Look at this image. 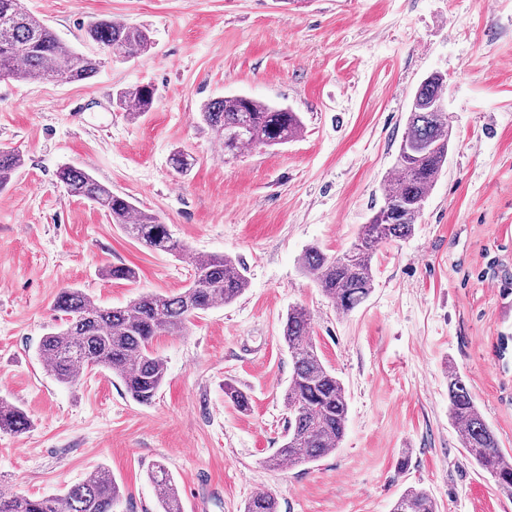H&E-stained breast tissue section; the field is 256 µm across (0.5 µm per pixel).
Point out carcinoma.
I'll list each match as a JSON object with an SVG mask.
<instances>
[{"instance_id": "cac0c4a2", "label": "carcinoma", "mask_w": 512, "mask_h": 512, "mask_svg": "<svg viewBox=\"0 0 512 512\" xmlns=\"http://www.w3.org/2000/svg\"><path fill=\"white\" fill-rule=\"evenodd\" d=\"M84 35L116 59L143 54L153 44L148 29L112 19L89 22ZM101 67L102 58L63 41L42 19L23 9L20 0H0V78L73 83L93 78ZM445 86L444 75L435 72L414 93L394 165L383 185L387 208L373 214L344 252L327 254L313 246L303 253V271L342 313L369 298L375 286L377 249L414 233L430 190L443 171L452 129L448 113L436 104L445 98ZM154 101V89L148 85L121 89L113 99L118 108L134 114L150 111ZM200 120L224 155L231 157L248 148L286 144L304 129L298 113L244 95L204 103ZM194 162L192 155L181 150L170 158L179 176L187 175ZM22 165L19 151L0 149V190ZM56 178L69 195L92 203L137 242L178 257L188 254V247L158 215L137 208L87 170L64 165L57 169ZM191 271V282L180 293H146L116 308L97 303L81 290L61 289L54 300L60 323L39 344L42 363L63 385L79 383L93 369L107 371L120 379L133 401L151 405L166 377V364L153 351L154 339L186 335L194 318L235 301L247 287L241 263L227 255L198 257ZM100 275L107 280H136L135 270L123 264H107ZM282 337L293 369L284 395L286 439L266 460L272 469L306 466L335 451L345 435L348 417L345 387L317 351L310 313L302 307L288 309ZM448 413L461 426L467 455L502 495L512 498V453L502 448L464 377L454 369L448 370ZM30 428L22 408L0 403V432L21 435ZM149 478L160 490L158 512H181L178 488L166 466L155 464ZM119 500L120 488L104 468L60 494L31 498L0 488V512H114ZM243 512H278L276 498L268 491L259 492L246 501ZM390 512H438V505L426 490L409 487L397 495Z\"/></svg>"}]
</instances>
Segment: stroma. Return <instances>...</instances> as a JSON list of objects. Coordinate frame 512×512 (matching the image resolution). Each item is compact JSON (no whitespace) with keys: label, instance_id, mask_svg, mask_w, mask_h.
Listing matches in <instances>:
<instances>
[{"label":"stroma","instance_id":"1","mask_svg":"<svg viewBox=\"0 0 512 512\" xmlns=\"http://www.w3.org/2000/svg\"><path fill=\"white\" fill-rule=\"evenodd\" d=\"M77 49L88 21L149 28L152 49L109 61L90 80L0 78V145L23 167L0 192V401L32 421L0 433V484L40 497L108 469L115 512H157L155 463L174 476L182 512H242L260 491L279 512H390L406 487L439 512H512L467 456L448 416V371L466 379L503 449L512 451V0H25ZM447 80L453 141L411 237L383 245L375 288L340 313L300 267L306 248L344 251L382 202V186L427 75ZM149 85L152 111L117 108L116 90ZM245 94L300 113L287 144L220 154L203 129L209 99ZM197 162L178 177L174 149ZM89 170L159 215L194 254L240 260L248 286L157 337L167 375L143 406L111 374L57 383L40 361L53 302L78 288L122 307L179 293L187 259L131 239L60 166ZM108 263L133 282L103 279ZM306 308L349 403L335 452L268 469L288 421V308ZM250 397L241 412L225 383ZM406 469H398L401 457Z\"/></svg>","mask_w":512,"mask_h":512}]
</instances>
